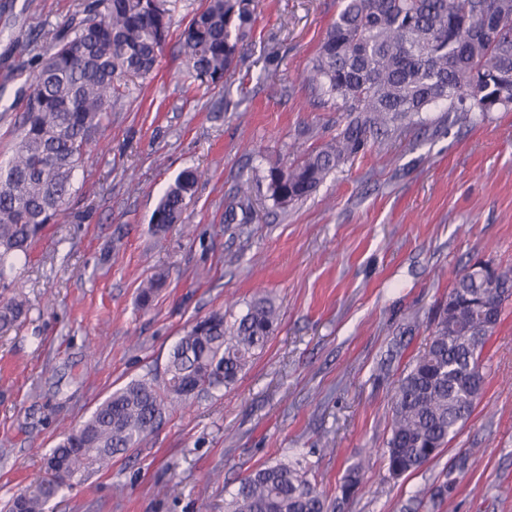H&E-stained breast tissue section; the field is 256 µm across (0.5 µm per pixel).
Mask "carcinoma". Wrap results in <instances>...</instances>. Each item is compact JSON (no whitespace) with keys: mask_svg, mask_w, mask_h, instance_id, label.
Segmentation results:
<instances>
[{"mask_svg":"<svg viewBox=\"0 0 512 512\" xmlns=\"http://www.w3.org/2000/svg\"><path fill=\"white\" fill-rule=\"evenodd\" d=\"M177 0H85L77 22L37 57L23 121L11 158L0 164V280L73 194V174L89 144L103 135L123 79L147 80L156 70L173 24ZM254 21L253 0H206L180 35L183 81L204 95L230 75ZM306 81L332 100L346 123L320 148L302 152L266 176L268 197L286 208L301 202L325 178L379 137L418 123L433 107L448 126L512 109V0H342ZM201 174L183 170L151 218L159 234L181 220ZM166 280L159 270L139 291L142 305ZM479 299L496 312L473 308ZM512 298V268L470 269L456 278L427 347L403 370L393 396L384 452L398 479L439 457L471 414L485 375H474L481 352ZM30 312L18 291L0 297V334ZM279 313L258 292L232 324L216 312L196 321L170 353L163 379L146 374L102 400L51 449L45 473L14 495L7 512H47L65 486L139 448L167 415L203 393L227 390L263 350ZM303 455L268 461L239 481L224 512H331L309 479ZM362 467L341 485L347 499Z\"/></svg>","mask_w":512,"mask_h":512,"instance_id":"obj_1","label":"carcinoma"}]
</instances>
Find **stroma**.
Masks as SVG:
<instances>
[{"mask_svg": "<svg viewBox=\"0 0 512 512\" xmlns=\"http://www.w3.org/2000/svg\"><path fill=\"white\" fill-rule=\"evenodd\" d=\"M79 2L0 0V161L28 88L12 74V42L44 52ZM204 4L179 0L153 79H128L105 149L90 148L74 173L67 211L6 272L31 311L0 337V506L113 389L163 375L194 320L220 311L234 321L262 290L279 327L237 384L167 417L49 512H224L241 478L287 454L315 462L311 477L337 512H403L448 475L447 502L419 512H512V300L480 357L483 393L440 458L394 480L381 456L396 381L455 278L477 262L512 266V111L455 126L422 113L420 126L281 209L266 192L269 168L344 122L305 80L339 0H255L234 72L203 97L181 79L179 34ZM187 168L203 176L181 223L153 233L161 196ZM246 181L250 216L226 221ZM159 269L167 281L141 306L140 285ZM357 464L362 483L341 500Z\"/></svg>", "mask_w": 512, "mask_h": 512, "instance_id": "35a3bbf8", "label": "stroma"}]
</instances>
